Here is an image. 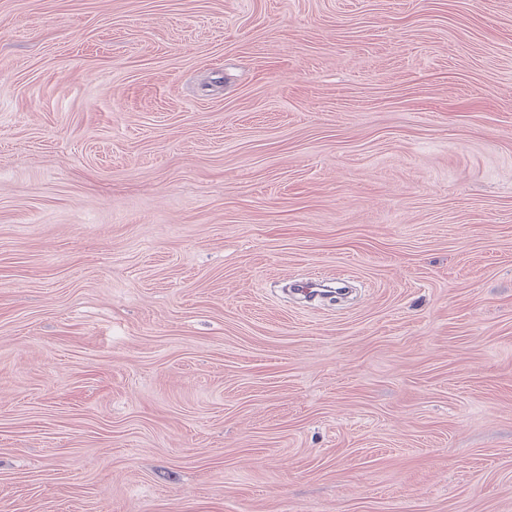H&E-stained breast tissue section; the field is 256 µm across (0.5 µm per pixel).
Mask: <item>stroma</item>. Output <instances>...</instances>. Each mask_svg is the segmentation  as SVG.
I'll use <instances>...</instances> for the list:
<instances>
[{
	"label": "stroma",
	"mask_w": 512,
	"mask_h": 512,
	"mask_svg": "<svg viewBox=\"0 0 512 512\" xmlns=\"http://www.w3.org/2000/svg\"><path fill=\"white\" fill-rule=\"evenodd\" d=\"M0 512H512V0H0Z\"/></svg>",
	"instance_id": "35a3bbf8"
}]
</instances>
